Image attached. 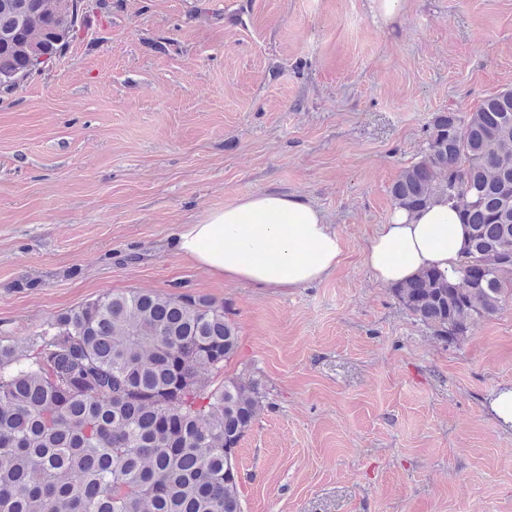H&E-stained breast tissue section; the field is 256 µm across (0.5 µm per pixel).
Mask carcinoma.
Segmentation results:
<instances>
[{
	"instance_id": "obj_1",
	"label": "carcinoma",
	"mask_w": 512,
	"mask_h": 512,
	"mask_svg": "<svg viewBox=\"0 0 512 512\" xmlns=\"http://www.w3.org/2000/svg\"><path fill=\"white\" fill-rule=\"evenodd\" d=\"M0 0V90L61 55L84 0ZM409 212L445 199L468 227L448 278L395 286L445 341L512 298V89L437 112L421 159L392 185ZM239 337L224 305L113 292L58 316L34 348L0 345V512H242L237 447L263 406L255 378L224 377Z\"/></svg>"
}]
</instances>
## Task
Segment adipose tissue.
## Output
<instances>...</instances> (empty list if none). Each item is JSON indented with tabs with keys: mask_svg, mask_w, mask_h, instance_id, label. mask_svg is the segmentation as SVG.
<instances>
[{
	"mask_svg": "<svg viewBox=\"0 0 512 512\" xmlns=\"http://www.w3.org/2000/svg\"><path fill=\"white\" fill-rule=\"evenodd\" d=\"M467 228L447 202L416 212L395 209L368 240L366 265L387 285L426 269L451 275ZM275 243L269 254L267 243ZM178 252L211 275L260 291L306 288L328 277L344 254L341 235L305 198L257 192L212 210L176 234Z\"/></svg>",
	"mask_w": 512,
	"mask_h": 512,
	"instance_id": "obj_1",
	"label": "adipose tissue"
}]
</instances>
